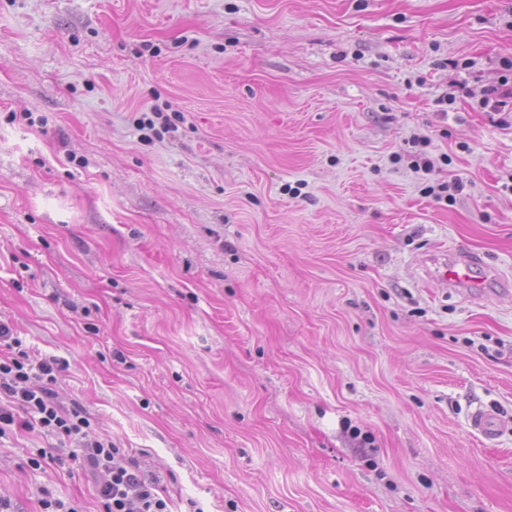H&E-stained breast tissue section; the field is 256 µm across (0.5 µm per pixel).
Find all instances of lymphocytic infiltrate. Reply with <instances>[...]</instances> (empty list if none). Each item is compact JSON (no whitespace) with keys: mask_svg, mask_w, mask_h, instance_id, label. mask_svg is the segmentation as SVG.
Masks as SVG:
<instances>
[{"mask_svg":"<svg viewBox=\"0 0 512 512\" xmlns=\"http://www.w3.org/2000/svg\"><path fill=\"white\" fill-rule=\"evenodd\" d=\"M63 369L56 357L31 352L0 321V435L14 426L40 428L72 445V459L102 478L103 512H171L157 480L136 461L121 457L111 438L91 434L90 418L80 404L62 403L58 383Z\"/></svg>","mask_w":512,"mask_h":512,"instance_id":"f902f5d3","label":"lymphocytic infiltrate"}]
</instances>
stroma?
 <instances>
[{
  "label": "stroma",
  "mask_w": 512,
  "mask_h": 512,
  "mask_svg": "<svg viewBox=\"0 0 512 512\" xmlns=\"http://www.w3.org/2000/svg\"><path fill=\"white\" fill-rule=\"evenodd\" d=\"M507 61L512 0H0V321L173 512H512V290L427 273L512 282ZM57 445L0 498L101 512ZM428 273L445 288H464L479 295L489 291V271L475 253L435 256ZM469 424L473 431L486 440L496 439L503 429V421L492 408L478 406L471 411Z\"/></svg>",
  "instance_id": "stroma-1"
}]
</instances>
